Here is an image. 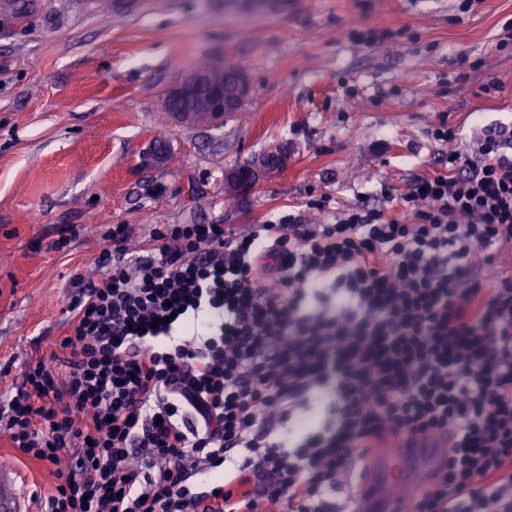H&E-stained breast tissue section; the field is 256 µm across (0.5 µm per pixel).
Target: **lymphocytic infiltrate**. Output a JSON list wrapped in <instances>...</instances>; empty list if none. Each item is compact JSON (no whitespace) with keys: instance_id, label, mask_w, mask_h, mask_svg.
<instances>
[{"instance_id":"obj_1","label":"lymphocytic infiltrate","mask_w":512,"mask_h":512,"mask_svg":"<svg viewBox=\"0 0 512 512\" xmlns=\"http://www.w3.org/2000/svg\"><path fill=\"white\" fill-rule=\"evenodd\" d=\"M448 169L334 223L109 225L0 429L67 463L39 512H336L386 441L448 462L403 512H512V140L439 123Z\"/></svg>"}]
</instances>
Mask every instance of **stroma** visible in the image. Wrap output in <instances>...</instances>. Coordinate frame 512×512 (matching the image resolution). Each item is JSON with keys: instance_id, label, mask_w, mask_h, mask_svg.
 Here are the masks:
<instances>
[{"instance_id": "stroma-1", "label": "stroma", "mask_w": 512, "mask_h": 512, "mask_svg": "<svg viewBox=\"0 0 512 512\" xmlns=\"http://www.w3.org/2000/svg\"><path fill=\"white\" fill-rule=\"evenodd\" d=\"M0 0V394L65 332L68 281L96 274L108 224L238 231L299 213L317 224L380 188L443 169L440 121L468 141L512 129V0H291L263 19L224 0ZM203 56L246 66L254 92L219 127L163 120L162 99ZM282 150L227 199L224 174ZM331 199L323 213L309 199ZM69 229L71 242L52 243ZM27 490L53 469L0 433Z\"/></svg>"}]
</instances>
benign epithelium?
<instances>
[{
  "mask_svg": "<svg viewBox=\"0 0 512 512\" xmlns=\"http://www.w3.org/2000/svg\"><path fill=\"white\" fill-rule=\"evenodd\" d=\"M236 8L248 13L259 11H276L274 4L267 0H239ZM236 100H224V62L218 61L214 65L213 72L205 77L198 72L192 71L183 77L177 84L171 87L163 99V108H168L170 102L187 94L196 91L203 82L207 81L214 85L211 100L204 112H172L170 116L177 122L187 124H207L218 126L224 123V118L233 113L249 97L252 91V84L248 72L242 70L235 74ZM251 178L250 171L236 169L224 176V184L228 194L237 192V188L247 183Z\"/></svg>",
  "mask_w": 512,
  "mask_h": 512,
  "instance_id": "benign-epithelium-1",
  "label": "benign epithelium"
}]
</instances>
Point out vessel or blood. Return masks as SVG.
Here are the masks:
<instances>
[{
	"label": "vessel or blood",
	"mask_w": 512,
	"mask_h": 512,
	"mask_svg": "<svg viewBox=\"0 0 512 512\" xmlns=\"http://www.w3.org/2000/svg\"><path fill=\"white\" fill-rule=\"evenodd\" d=\"M447 438L424 437L407 448L388 442L377 448L367 463L368 476L355 499L357 512H395L396 487L416 490L426 487L434 471L446 461ZM20 472L0 463V512H26L25 499L19 492Z\"/></svg>",
	"instance_id": "obj_1"
}]
</instances>
